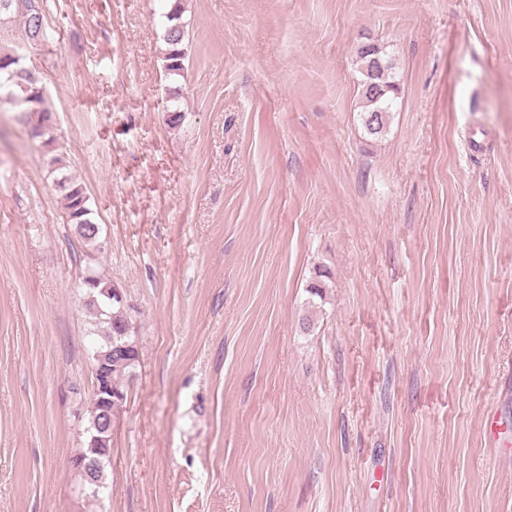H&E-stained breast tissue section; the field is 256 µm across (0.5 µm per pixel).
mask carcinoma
<instances>
[{
	"label": "carcinoma",
	"instance_id": "cac0c4a2",
	"mask_svg": "<svg viewBox=\"0 0 512 512\" xmlns=\"http://www.w3.org/2000/svg\"><path fill=\"white\" fill-rule=\"evenodd\" d=\"M21 14L24 19V32L27 39L38 43L49 38L48 24L41 11L38 0H0V15ZM182 8L180 0H174L166 15L170 25L166 28L165 41L168 45L165 53L166 70L170 74H179L183 70L184 25L181 22ZM363 72L361 83V112L364 130L370 136H379L386 131L390 112L400 92L399 83L393 72L391 62L384 57L375 43H365L358 49ZM6 96L26 105L25 111L36 115L37 126L52 119V112L44 106L42 88L36 69L21 63V58L0 52V90ZM57 185L66 201L67 220L74 225L77 235L87 243H94L100 235L99 225L91 219L88 198L82 186L67 176L57 180ZM329 273L317 269L308 284L309 294L323 297L326 288L325 278ZM109 285L101 276H96L92 284L81 283L87 297V306L93 310L99 322L105 324L93 353L99 354L109 364L108 386L112 391V402L103 406L93 398L88 404V425L86 427V447L74 460V466L80 467L82 459L89 462L99 460L107 464L112 448V434L97 432V425L103 419L104 410H109L115 419L122 411L127 400V386L135 375L139 360V351L133 336L131 320L123 302L117 298L109 299L100 293V289ZM105 468L97 471L87 470L83 478L91 493L96 495L105 484Z\"/></svg>",
	"mask_w": 512,
	"mask_h": 512
}]
</instances>
